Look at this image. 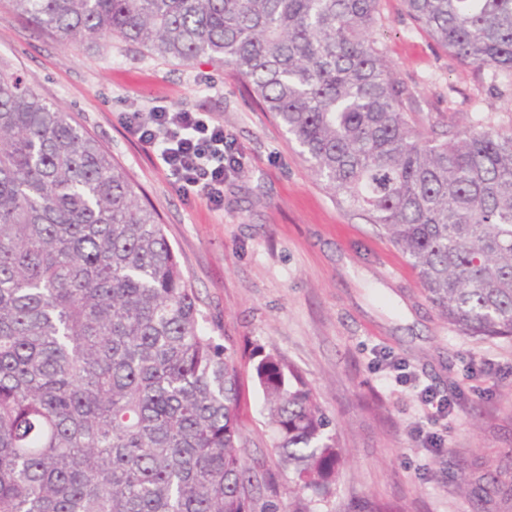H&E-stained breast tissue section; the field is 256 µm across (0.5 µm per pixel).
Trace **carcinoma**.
<instances>
[{"instance_id": "cac0c4a2", "label": "carcinoma", "mask_w": 512, "mask_h": 512, "mask_svg": "<svg viewBox=\"0 0 512 512\" xmlns=\"http://www.w3.org/2000/svg\"><path fill=\"white\" fill-rule=\"evenodd\" d=\"M63 43L206 55L458 333L512 336V127L440 141L370 38L381 0H7ZM460 65L512 75V0H404ZM282 464H247L240 376L139 187L0 62V512H310L344 453L291 365L251 351Z\"/></svg>"}]
</instances>
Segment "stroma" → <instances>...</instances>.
<instances>
[{"label": "stroma", "mask_w": 512, "mask_h": 512, "mask_svg": "<svg viewBox=\"0 0 512 512\" xmlns=\"http://www.w3.org/2000/svg\"><path fill=\"white\" fill-rule=\"evenodd\" d=\"M371 32L420 118L459 131L480 114L512 127V75L459 65L382 0ZM0 61L102 142L161 218L197 305L240 372L251 458L288 498V478L261 410L244 346L292 365L316 393L346 460L314 512H512V337L456 333L383 230L341 205L251 86L223 63L152 57L119 40L62 44L0 0ZM186 106L209 113L242 156L216 207L183 192L126 130L128 112ZM454 402L428 423L399 369ZM446 439L438 453L414 426Z\"/></svg>", "instance_id": "stroma-1"}]
</instances>
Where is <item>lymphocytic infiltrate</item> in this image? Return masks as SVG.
<instances>
[{
    "mask_svg": "<svg viewBox=\"0 0 512 512\" xmlns=\"http://www.w3.org/2000/svg\"><path fill=\"white\" fill-rule=\"evenodd\" d=\"M125 125L179 188H195L211 204L220 205L225 178L242 165L223 124L206 112L164 108L146 117L129 113Z\"/></svg>",
    "mask_w": 512,
    "mask_h": 512,
    "instance_id": "1",
    "label": "lymphocytic infiltrate"
}]
</instances>
